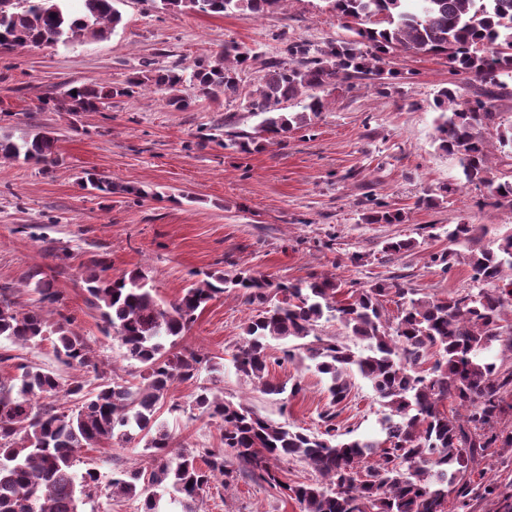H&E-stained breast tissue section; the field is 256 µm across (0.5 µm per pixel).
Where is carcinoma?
I'll return each instance as SVG.
<instances>
[{
  "label": "carcinoma",
  "instance_id": "1",
  "mask_svg": "<svg viewBox=\"0 0 512 512\" xmlns=\"http://www.w3.org/2000/svg\"><path fill=\"white\" fill-rule=\"evenodd\" d=\"M122 0H0V51L68 46L103 38L122 22ZM286 0H160L161 9L258 18ZM354 39L313 48L283 43L278 56L262 61L263 76L250 106L259 118L252 134L230 133L224 147L254 153L281 143L311 125L327 109L331 87L369 79L385 89L400 73L382 67L402 48L442 55L452 75H469L493 89L512 72V0H329ZM259 56L231 41L194 61L189 77L178 66L145 65L122 84H82L56 102L64 112H88L138 89L160 91L167 105L184 111L181 93L190 82L207 97L240 95L241 73ZM297 100L300 110L285 111ZM438 149L459 157L465 181L487 190L494 205H512V181L490 166L491 147L512 154V124L481 99L462 98L458 86L441 88L434 100ZM496 131L497 142L486 137ZM57 139L36 132L15 142L0 139V159L49 167L57 163ZM83 185L109 198L120 191L148 196L133 186H117L89 173ZM368 224H400L404 215L378 204ZM481 224H450L448 249L432 255L444 273L456 264L470 268L477 291L446 298L420 297L414 288H396V313H385L391 287L374 283L339 298L341 283L312 276L295 284H274L239 270L205 272L171 304L160 303L149 276L136 269L112 279L98 259L84 265L87 304L99 311L126 359L137 364L140 381L108 379L85 338L71 320L50 324L45 308L61 300L53 282L35 270L26 286L38 305L17 308L14 290L0 288V342L26 346L54 335L56 359L77 371L64 378L54 371L19 363L16 373L0 375V512H81L101 496L139 501L138 512H163L161 499L197 512L196 504L216 478L224 484L240 476L286 492L302 512H448V497L462 512L493 495L484 481L494 462L488 448H512V431L499 428L512 411V229L487 241ZM234 292L261 306L244 329L232 362L236 372L270 395L297 396V381L286 388L268 379L270 367L307 362L325 381L330 402L319 414L320 430H293L260 414L245 402L233 403L201 387L194 403L219 423L222 448L172 452L174 438L159 419L161 400L176 382L198 377L211 358L177 339L191 328L197 312L216 295ZM338 321L346 335L367 343L357 352L338 336L318 332L321 322ZM288 346L270 353L271 342ZM89 373L101 380L89 388ZM369 381L384 413L371 438L341 431L336 405L351 390V375ZM455 405L454 411L445 403ZM144 443L145 466L112 468L105 476L80 467V451L103 442ZM299 461L318 474L313 483L288 484L270 461Z\"/></svg>",
  "mask_w": 512,
  "mask_h": 512
}]
</instances>
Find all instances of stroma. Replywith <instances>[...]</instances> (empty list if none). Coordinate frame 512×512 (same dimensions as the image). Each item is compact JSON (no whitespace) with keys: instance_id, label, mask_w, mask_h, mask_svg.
Segmentation results:
<instances>
[{"instance_id":"obj_1","label":"stroma","mask_w":512,"mask_h":512,"mask_svg":"<svg viewBox=\"0 0 512 512\" xmlns=\"http://www.w3.org/2000/svg\"><path fill=\"white\" fill-rule=\"evenodd\" d=\"M123 20L108 38L63 47L0 53V138L18 140L42 130L57 139L59 163L41 170L20 161H0V286L13 287L20 306L38 296L25 283L33 270L53 275L63 297L50 322L74 318L75 330L119 376L132 371L118 340L106 336L88 307L81 267L103 258L110 276L134 269L148 273L161 303L174 302L199 274L249 270L276 283H296L332 274L343 292L376 282L441 297L473 288L468 266L441 272L431 262L447 249L448 225L468 222L490 231L512 225V206L487 204L485 193L462 186L456 156L434 141L433 100L456 83L464 98L486 100L512 123V79L487 94L474 78L454 76L445 59L413 50L387 56L384 69L403 74L399 93L385 96L368 81L340 85L331 105L309 128L287 142L253 154L224 148L227 130L253 131L250 94L260 73H242L240 98L227 101L189 89V110L176 111L164 94L145 90L117 98L94 112L69 114L44 108L75 85L119 83L152 64L187 66L237 42L262 56L281 40L320 45L349 38L329 0H288L285 8L248 19L235 13L207 16L167 12L159 0H121ZM93 171L116 184L150 191L96 196L82 177ZM436 198V207L418 206ZM401 209L399 224H369L374 202ZM412 239L413 250L390 255V239ZM231 293L209 301L180 345L223 358V372L201 371L170 387L159 411L176 448H216L215 422L194 406L198 386L221 391L226 400L246 401L264 416L294 429H315L329 403L324 381L301 363L271 367L277 383L301 382L288 405L236 374L232 355L256 315ZM384 407L370 383L351 378L338 405V422L354 434L370 433ZM199 512H299L277 491L238 479L213 480Z\"/></svg>"}]
</instances>
